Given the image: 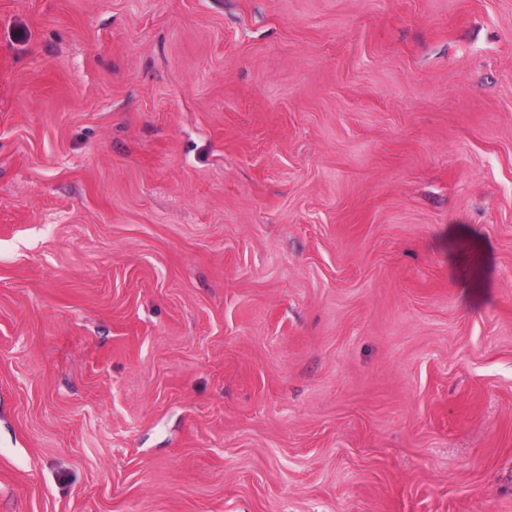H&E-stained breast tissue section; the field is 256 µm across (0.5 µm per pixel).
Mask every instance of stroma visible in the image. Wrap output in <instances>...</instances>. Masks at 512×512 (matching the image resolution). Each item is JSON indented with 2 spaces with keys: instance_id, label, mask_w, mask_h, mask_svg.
Listing matches in <instances>:
<instances>
[{
  "instance_id": "stroma-1",
  "label": "stroma",
  "mask_w": 512,
  "mask_h": 512,
  "mask_svg": "<svg viewBox=\"0 0 512 512\" xmlns=\"http://www.w3.org/2000/svg\"><path fill=\"white\" fill-rule=\"evenodd\" d=\"M0 512H512V0H0Z\"/></svg>"
}]
</instances>
